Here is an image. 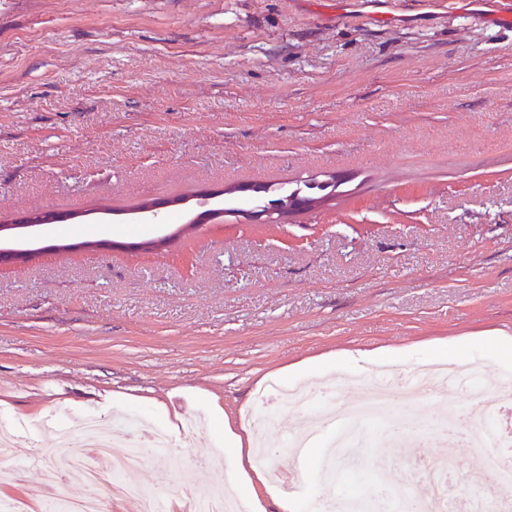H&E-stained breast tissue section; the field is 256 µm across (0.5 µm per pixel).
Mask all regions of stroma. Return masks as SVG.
I'll return each instance as SVG.
<instances>
[{"instance_id": "35a3bbf8", "label": "stroma", "mask_w": 512, "mask_h": 512, "mask_svg": "<svg viewBox=\"0 0 512 512\" xmlns=\"http://www.w3.org/2000/svg\"><path fill=\"white\" fill-rule=\"evenodd\" d=\"M402 23L340 15L334 0H0V220L48 224V247L0 267V417L37 425L55 410L118 414L174 434L136 482L178 512L181 487L219 475L215 420L272 410L267 457L294 466L290 440L322 405L283 408L280 390L320 379L294 365L395 348L404 368L466 336L467 359L512 373V25L456 0H375ZM334 174V200L282 224L234 216L166 247L149 200ZM117 248H110V241ZM197 420L190 440L182 419ZM321 434L305 455L299 512H326ZM30 436L0 497L44 512ZM388 477L427 494L423 449L386 447ZM59 219L55 214L48 212H34L23 217L15 219L11 224L0 225V242L4 238L3 232L15 229H33L46 224H53Z\"/></svg>"}]
</instances>
